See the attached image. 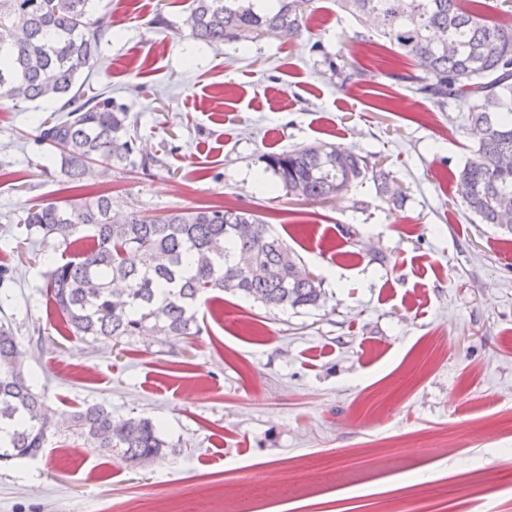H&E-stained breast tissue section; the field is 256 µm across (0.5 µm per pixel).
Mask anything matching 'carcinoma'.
<instances>
[{"label": "carcinoma", "mask_w": 512, "mask_h": 512, "mask_svg": "<svg viewBox=\"0 0 512 512\" xmlns=\"http://www.w3.org/2000/svg\"><path fill=\"white\" fill-rule=\"evenodd\" d=\"M279 2L277 11L260 13L242 0H192L186 25L209 45L268 32L301 37L310 0ZM336 2L416 61L417 73L402 77L415 93L441 110L458 97L470 101L468 120L480 138L457 173L458 194L480 223L512 233V24L482 14L477 0ZM110 29L96 0H0V99L63 101L62 114L41 121L39 138L57 150L60 175L74 185L89 178L91 160L101 178L133 163L127 113L112 110L105 93L85 98L77 86ZM263 162L288 196L300 188L303 198L325 201L369 177L393 203L404 199L391 171L326 143L271 152ZM22 223L27 236L67 248L89 240L46 272L49 301L74 336H187L209 290L241 292L277 309L322 299L321 282L300 276L284 240L244 209L210 205L155 217L132 211L115 222L112 196L99 194L34 205ZM22 358L13 328L0 323V461L31 457L54 434ZM69 428L88 447L131 463L168 447L151 419L116 421L100 405L75 412Z\"/></svg>", "instance_id": "1"}]
</instances>
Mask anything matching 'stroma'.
<instances>
[{
    "label": "stroma",
    "mask_w": 512,
    "mask_h": 512,
    "mask_svg": "<svg viewBox=\"0 0 512 512\" xmlns=\"http://www.w3.org/2000/svg\"><path fill=\"white\" fill-rule=\"evenodd\" d=\"M190 4L98 2L112 28L89 84L139 147L111 178L63 183L35 124L60 102L0 100V321L57 423L38 456L0 463V512H224L205 495L224 484L238 512H512V235L457 194L477 145L469 100L414 93L411 60L336 0H311L302 37L245 46L191 38ZM317 142L390 170L403 203L369 179L328 202L285 195L263 156ZM103 189L120 215H259L324 298L278 310L215 290L195 336L71 335L43 288L61 250L19 219ZM94 404L152 418L168 449L131 465L88 447L68 425Z\"/></svg>",
    "instance_id": "obj_1"
}]
</instances>
